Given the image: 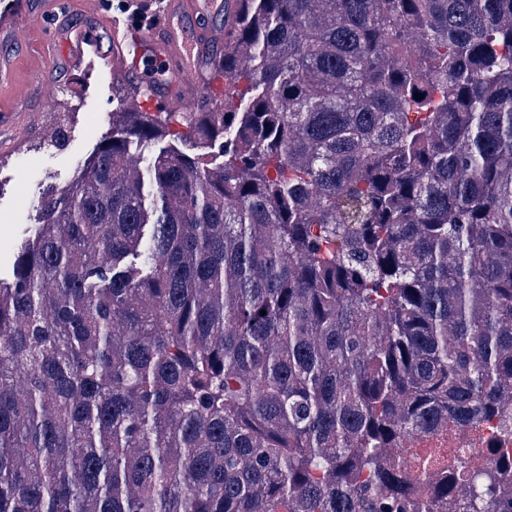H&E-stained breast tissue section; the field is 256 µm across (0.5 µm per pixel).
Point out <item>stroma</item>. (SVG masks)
<instances>
[{
    "mask_svg": "<svg viewBox=\"0 0 512 512\" xmlns=\"http://www.w3.org/2000/svg\"><path fill=\"white\" fill-rule=\"evenodd\" d=\"M36 41L64 43L70 32L82 30L90 38L79 61L66 57L50 59L36 52L6 48L4 62L18 81H33L50 74L57 85V98L49 109L32 99L13 100L0 88V111L13 114V124L0 126V236L19 241L27 226L28 205L38 184H68L76 159L91 155L107 136L112 114L125 108L128 86L113 82L104 55L111 43L108 31L91 28L75 11L71 0H60L45 17L33 21ZM72 115L65 150L48 144L49 133L60 113Z\"/></svg>",
    "mask_w": 512,
    "mask_h": 512,
    "instance_id": "35a3bbf8",
    "label": "stroma"
}]
</instances>
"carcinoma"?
<instances>
[{
	"instance_id": "carcinoma-1",
	"label": "carcinoma",
	"mask_w": 512,
	"mask_h": 512,
	"mask_svg": "<svg viewBox=\"0 0 512 512\" xmlns=\"http://www.w3.org/2000/svg\"><path fill=\"white\" fill-rule=\"evenodd\" d=\"M240 2L219 107L38 186L0 512H512L505 448L395 456L512 401V0Z\"/></svg>"
}]
</instances>
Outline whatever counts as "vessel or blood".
Returning a JSON list of instances; mask_svg holds the SVG:
<instances>
[{"mask_svg": "<svg viewBox=\"0 0 512 512\" xmlns=\"http://www.w3.org/2000/svg\"><path fill=\"white\" fill-rule=\"evenodd\" d=\"M42 0H27L20 12L0 18V42L30 48L34 17L42 15ZM103 0H79L82 12L109 26L112 42L106 57L113 77L135 74L128 94L129 104L144 99L160 100L171 109L191 111L203 89L202 68L207 56L224 44L223 29L211 26L213 16L233 20L236 0H124L125 11L142 17L139 25L102 11ZM13 99L38 94L49 104L56 84L47 77L36 83L11 82Z\"/></svg>", "mask_w": 512, "mask_h": 512, "instance_id": "b4317fda", "label": "vessel or blood"}]
</instances>
